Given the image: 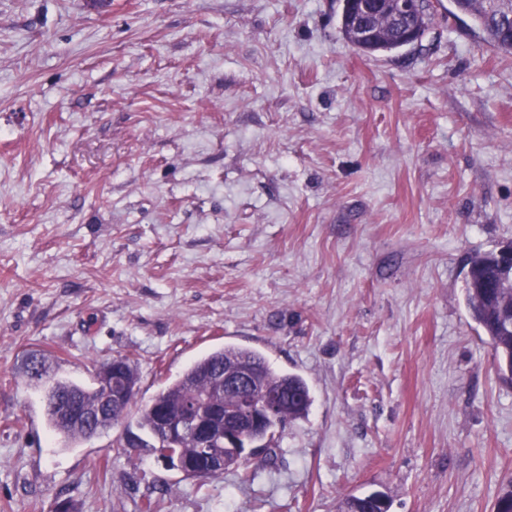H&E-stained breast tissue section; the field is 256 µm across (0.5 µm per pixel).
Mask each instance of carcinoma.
Listing matches in <instances>:
<instances>
[{
    "label": "carcinoma",
    "instance_id": "carcinoma-1",
    "mask_svg": "<svg viewBox=\"0 0 512 512\" xmlns=\"http://www.w3.org/2000/svg\"><path fill=\"white\" fill-rule=\"evenodd\" d=\"M455 9L469 16L481 30L484 40L496 49L512 54V7L505 4L499 15H490L480 0H453ZM429 0H421L420 10L411 17V23L426 31L431 21ZM377 24L389 26V35L376 42L359 43L354 40L349 23L341 24V33L362 52L375 54L399 49L401 37L395 22L386 17L376 19ZM464 280V299L471 319L487 337L497 359L498 372L502 379L512 382V327L505 317L512 314V294L504 290L496 292L493 285L504 276L492 253L474 254L468 257ZM251 365L258 369L261 381L268 387L279 389L284 396L281 410L283 418L291 421L305 416L312 404V397L306 381L296 374L278 372L259 352L226 345L215 349L189 364L172 382L164 385L146 404L139 415L137 424L154 440L144 444L153 455H161L172 449L186 459L192 467L184 470L188 478L199 476L197 467L202 460L203 450L193 436H184L176 442L169 437L162 426V418L168 411L190 402L196 394L219 391L223 385L224 369ZM22 375L41 391L47 426L62 439L66 446L91 437L84 424L68 416L65 407L78 405L93 408L109 401L104 374L96 370L94 383L82 386L60 377L54 370L53 358L46 354L28 356L22 367Z\"/></svg>",
    "mask_w": 512,
    "mask_h": 512
}]
</instances>
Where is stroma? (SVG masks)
Listing matches in <instances>:
<instances>
[{
  "instance_id": "35a3bbf8",
  "label": "stroma",
  "mask_w": 512,
  "mask_h": 512,
  "mask_svg": "<svg viewBox=\"0 0 512 512\" xmlns=\"http://www.w3.org/2000/svg\"><path fill=\"white\" fill-rule=\"evenodd\" d=\"M366 55L340 0H0V512H494L512 383L463 299L512 243V56L450 0ZM301 376L267 460L188 478L140 408L224 345ZM138 368L64 449L18 367ZM348 16V14L345 16L344 23L341 20V33L346 40L358 47L360 50H362V52L367 54H375L381 52H392L400 48L399 43L401 37L397 31L394 20L389 23V35L387 34L385 37L380 38L377 42L359 43L356 42L353 38L352 29L348 23ZM123 358L125 359V361H123L122 366L124 368L125 374L127 375V377L129 379L138 381L139 377H138V372H137L135 365L131 362V360L129 358H127V357H123ZM132 380L131 381H123L122 385L119 387V391L117 392L116 395H114V397L117 398L118 401H121V400H124L125 396L130 391L135 392V393L129 395L125 399L122 406L112 409V414H111L112 422L110 423L112 425L118 424L119 422H121L122 420H124L127 417L128 407L134 400L135 395H136V390H137V385L134 384Z\"/></svg>"
}]
</instances>
